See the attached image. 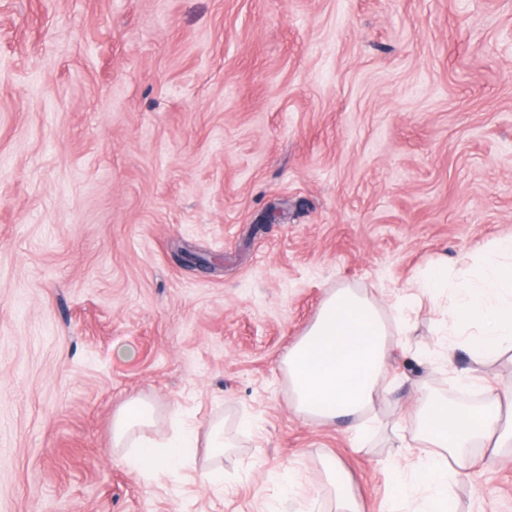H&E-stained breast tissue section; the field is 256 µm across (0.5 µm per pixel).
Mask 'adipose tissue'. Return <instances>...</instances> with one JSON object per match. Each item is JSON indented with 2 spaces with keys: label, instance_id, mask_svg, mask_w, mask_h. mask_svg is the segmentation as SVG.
<instances>
[{
  "label": "adipose tissue",
  "instance_id": "adipose-tissue-1",
  "mask_svg": "<svg viewBox=\"0 0 512 512\" xmlns=\"http://www.w3.org/2000/svg\"><path fill=\"white\" fill-rule=\"evenodd\" d=\"M423 285L431 291L453 288L455 303L449 317L472 355L512 348V238L493 242L474 270L456 279H449L447 267L434 266ZM388 358V331L377 306L352 289H336L284 360L296 413L324 423L366 415ZM507 402L512 404V394L492 389L475 407L438 398L421 402L413 437L420 466L413 475H397V498L407 500L420 493L421 512H446L448 486L464 468L467 449L491 446L496 452L512 446V416L502 414ZM153 419L152 405L134 399L112 424L113 444L122 449V462L146 476L177 471L200 444L193 428L168 439L142 436ZM495 452L488 455V462H496Z\"/></svg>",
  "mask_w": 512,
  "mask_h": 512
}]
</instances>
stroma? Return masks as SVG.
Listing matches in <instances>:
<instances>
[{"label":"stroma","mask_w":512,"mask_h":512,"mask_svg":"<svg viewBox=\"0 0 512 512\" xmlns=\"http://www.w3.org/2000/svg\"><path fill=\"white\" fill-rule=\"evenodd\" d=\"M510 236L512 0H0V512H333L330 459L409 512L417 400L512 391V350L446 355L453 294L413 284ZM339 288L391 329L366 438L283 366ZM133 398L227 449L129 471ZM448 508L512 512V450Z\"/></svg>","instance_id":"obj_1"}]
</instances>
